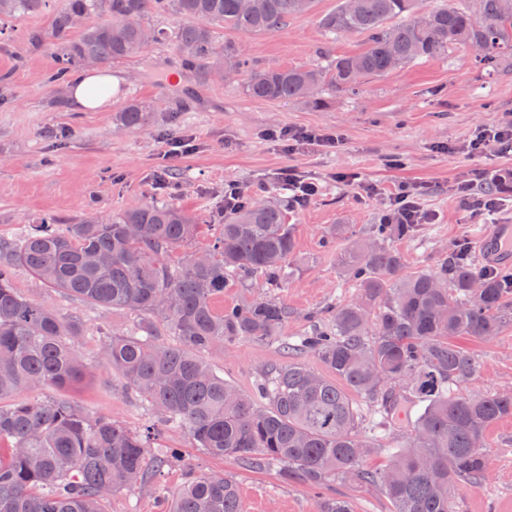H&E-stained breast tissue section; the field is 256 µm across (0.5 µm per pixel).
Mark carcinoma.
I'll return each mask as SVG.
<instances>
[{"label":"carcinoma","instance_id":"1","mask_svg":"<svg viewBox=\"0 0 512 512\" xmlns=\"http://www.w3.org/2000/svg\"><path fill=\"white\" fill-rule=\"evenodd\" d=\"M51 0H0V30L18 15L40 14ZM317 0H59L50 34L33 30L31 44L54 47L50 82L68 72L108 65L171 42L177 72L206 83L222 68L244 76L252 98L326 105L323 91L354 94L367 77L389 73L478 45L479 68L490 72L502 50L512 51V0H473L475 11L417 8L418 0H337L318 23L329 40L363 34L365 48L330 65L254 71L232 45L215 39L217 26L248 35L284 29L310 13ZM173 15L167 30L146 22ZM77 35H72V32ZM131 99L119 122L141 128L154 116ZM219 235L203 262L193 253L178 263L174 250L194 239L197 219L173 203H136L105 219L85 217L60 230L40 217L16 239L0 238V512H112V497L170 466L149 455L163 426L184 428L212 457H231L279 476L321 488L336 479L378 485L391 512H456L455 488L482 485L487 429L512 418V394H471L463 387L480 363L454 338L486 339L512 323V266L474 264L459 244L436 268L408 274L385 244L414 231L381 223L371 241H352L339 262L356 298L328 307L324 325L288 342V308L272 297H245L218 311L214 301L246 275L274 288L291 277L295 251L287 211L254 200L217 217ZM20 266L47 287L136 319L135 331L104 336L101 365L117 371L155 413L143 429L94 415L57 396L19 398L24 391L61 389L77 381L85 362L74 337L75 319L23 297L13 287ZM176 342L163 341L160 330ZM279 338L290 352L309 351L334 374L330 379L290 360L267 370L258 404L224 380L202 353L241 339ZM374 407L406 435L387 468L363 466L375 440L361 434L351 394ZM414 401L422 403L415 414ZM162 512H244L234 479L191 472ZM317 512H353L342 497H323Z\"/></svg>","mask_w":512,"mask_h":512}]
</instances>
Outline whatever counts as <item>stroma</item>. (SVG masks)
I'll list each match as a JSON object with an SVG mask.
<instances>
[{
    "instance_id": "obj_1",
    "label": "stroma",
    "mask_w": 512,
    "mask_h": 512,
    "mask_svg": "<svg viewBox=\"0 0 512 512\" xmlns=\"http://www.w3.org/2000/svg\"><path fill=\"white\" fill-rule=\"evenodd\" d=\"M336 0H318L312 13L289 20L283 30L247 35L217 28L221 44L235 45L253 69L302 66L320 59L324 48L343 55L361 51L360 34L328 43L318 16ZM51 12L21 15L0 31V237L18 235L37 216L49 213L59 223L96 213L114 214L131 204L171 202L196 215L200 225L191 252L209 249L218 232L208 216L224 208V186L236 183L246 191L284 196L278 174L294 167L319 188L303 207H290L295 251L293 272L282 288L262 279L224 293L225 304L242 294L272 295L287 307L286 336L308 331L325 308L355 298L357 290L337 263L350 240L366 239L379 223L395 184L418 186L420 209L431 220L416 225L412 235L394 240L407 271L437 267L456 242L477 238L496 224H512V182L489 190L499 200L493 211H473L456 187L474 171L511 172L512 154L494 149L472 154L464 147L481 128L512 120V53L503 52L495 73L484 75L473 61L474 49L454 48L447 56L411 65L388 76L366 79L359 94L328 92V104L313 109L295 101H263L247 96L241 75L210 81L201 102L191 111L169 116L159 112L143 128L121 127L116 114L133 98L165 99L169 84L149 80L146 70L166 68L173 46L152 47L146 54L111 64L118 83L111 103L99 110H78L69 90L49 83L51 47L34 49L33 30L51 28ZM328 129L341 134L338 147L310 146L287 151L282 142L266 139L273 128ZM192 138V154L166 158L170 135ZM340 172L359 173V180L341 182ZM379 193L367 195L365 185ZM344 236H336L337 226ZM13 285L26 298L77 318L83 325L76 340L86 373L65 398L97 415L112 417L139 429L153 418L148 404L126 391L122 380L104 368L97 352L101 333L131 331L133 319L124 311L88 305L45 284L24 268H16ZM459 345L480 361L478 375L466 389L474 394L512 392V323L486 340L458 337ZM206 360L225 380L254 394L267 366L287 361L279 341L257 344L240 340L211 350ZM488 468L481 487L460 484L457 512H512V418L487 432ZM151 453L175 456L170 469L148 486L121 491L112 512H159L155 487L172 492L190 469L222 472L237 482L245 512H316L321 493L347 498L353 512H390L391 505L373 486L335 480L325 490L298 481L281 482L275 469L257 471L233 458H213L196 448L181 428H164L151 442Z\"/></svg>"
}]
</instances>
